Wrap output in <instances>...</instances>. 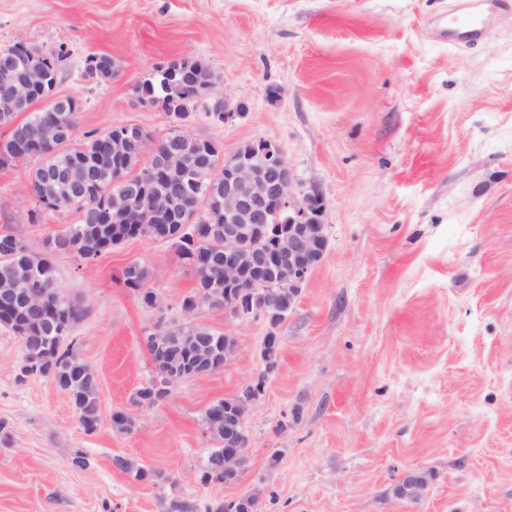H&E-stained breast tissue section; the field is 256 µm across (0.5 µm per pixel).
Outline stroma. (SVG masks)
<instances>
[{
    "instance_id": "stroma-1",
    "label": "stroma",
    "mask_w": 512,
    "mask_h": 512,
    "mask_svg": "<svg viewBox=\"0 0 512 512\" xmlns=\"http://www.w3.org/2000/svg\"><path fill=\"white\" fill-rule=\"evenodd\" d=\"M456 0H0V47L61 55L56 96L78 101L75 138L173 127L136 86L183 59L207 63L244 115L190 130L225 152L275 141L300 191L324 199L327 247L288 317L181 307L197 274L169 243L130 239L97 259L52 258L84 310L70 338L97 374V431L48 378L22 376L24 344L0 327V512H174L258 489L263 512H512V12L476 42L447 32ZM111 56L112 80L85 78ZM25 160L0 167V232L32 253L75 218L37 213ZM150 272L145 305L123 282ZM169 324L234 337L223 370L178 382L154 405L146 338ZM280 338L266 372L263 341ZM250 462L233 485L202 483L206 408L248 381ZM123 412L128 430L112 425ZM82 455L84 466L73 463ZM124 456L159 471L142 483ZM432 480L413 503L392 486ZM149 277V271L146 268L135 263L128 265L123 271L124 284L126 285V287L131 288L133 291L140 292L143 295H150L149 304L151 306H154L157 304L156 295L150 290L141 292Z\"/></svg>"
}]
</instances>
